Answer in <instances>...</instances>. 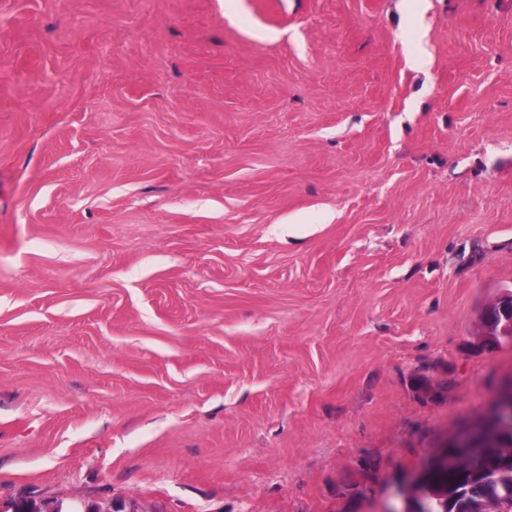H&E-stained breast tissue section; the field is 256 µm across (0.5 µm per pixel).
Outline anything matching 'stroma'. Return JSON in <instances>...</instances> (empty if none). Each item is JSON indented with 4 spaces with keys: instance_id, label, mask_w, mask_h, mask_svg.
Listing matches in <instances>:
<instances>
[{
    "instance_id": "35a3bbf8",
    "label": "stroma",
    "mask_w": 512,
    "mask_h": 512,
    "mask_svg": "<svg viewBox=\"0 0 512 512\" xmlns=\"http://www.w3.org/2000/svg\"><path fill=\"white\" fill-rule=\"evenodd\" d=\"M506 289L512 0H0V504L403 512Z\"/></svg>"
}]
</instances>
